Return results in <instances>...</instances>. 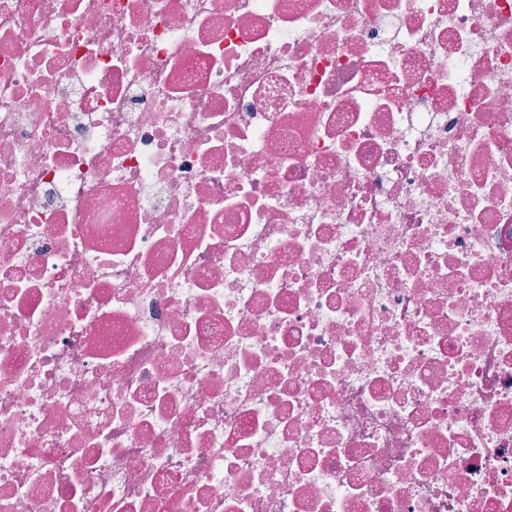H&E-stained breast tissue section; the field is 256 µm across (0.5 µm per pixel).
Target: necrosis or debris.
Masks as SVG:
<instances>
[{
	"mask_svg": "<svg viewBox=\"0 0 512 512\" xmlns=\"http://www.w3.org/2000/svg\"><path fill=\"white\" fill-rule=\"evenodd\" d=\"M0 512H512V0H0Z\"/></svg>",
	"mask_w": 512,
	"mask_h": 512,
	"instance_id": "1",
	"label": "necrosis or debris"
}]
</instances>
